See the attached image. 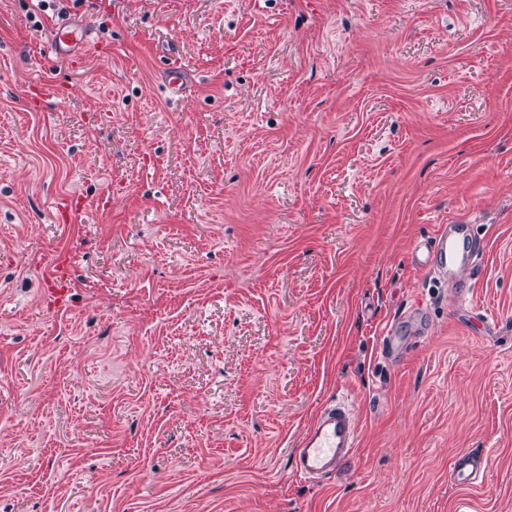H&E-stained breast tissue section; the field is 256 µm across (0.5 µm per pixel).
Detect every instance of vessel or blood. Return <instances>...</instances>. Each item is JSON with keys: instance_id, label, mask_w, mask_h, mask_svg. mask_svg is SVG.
<instances>
[{"instance_id": "1", "label": "vessel or blood", "mask_w": 512, "mask_h": 512, "mask_svg": "<svg viewBox=\"0 0 512 512\" xmlns=\"http://www.w3.org/2000/svg\"><path fill=\"white\" fill-rule=\"evenodd\" d=\"M91 32L88 28L74 29L69 23L56 25L50 32L48 51L65 58L74 54L76 46H88ZM188 85L187 71L181 66L166 69L163 90L171 97L181 96ZM416 260L419 265L434 273L448 277L457 285H464V277L473 273L481 252L479 240L471 225L452 224L418 246ZM45 296L55 307L68 303L70 265L67 260L55 263L46 278ZM360 432L355 415L341 399L321 407L309 425L300 448L294 456L296 474L308 481L320 480L340 473L352 459L359 446ZM486 469L483 456L474 452L461 454L455 464L456 482L460 485H476Z\"/></svg>"}]
</instances>
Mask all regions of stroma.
<instances>
[{
    "label": "stroma",
    "instance_id": "stroma-1",
    "mask_svg": "<svg viewBox=\"0 0 512 512\" xmlns=\"http://www.w3.org/2000/svg\"><path fill=\"white\" fill-rule=\"evenodd\" d=\"M30 8L0 0V512H512V0H92L76 65ZM463 221L457 300L410 253ZM337 398L360 446L302 480ZM187 86V71L184 67L174 65L166 69L162 89L169 97L181 96ZM45 296L57 308H64L68 303L70 288V265L62 259L55 263L47 278ZM486 469L483 456L474 452L461 454L454 464L456 483L459 485H476Z\"/></svg>",
    "mask_w": 512,
    "mask_h": 512
}]
</instances>
